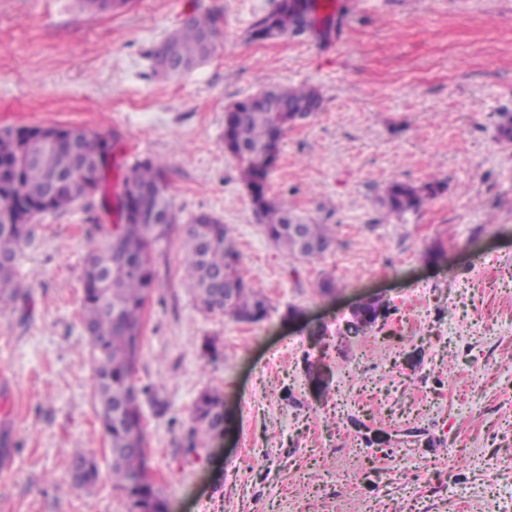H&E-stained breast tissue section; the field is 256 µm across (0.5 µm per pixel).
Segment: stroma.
Returning a JSON list of instances; mask_svg holds the SVG:
<instances>
[{
	"instance_id": "35a3bbf8",
	"label": "stroma",
	"mask_w": 512,
	"mask_h": 512,
	"mask_svg": "<svg viewBox=\"0 0 512 512\" xmlns=\"http://www.w3.org/2000/svg\"><path fill=\"white\" fill-rule=\"evenodd\" d=\"M272 2L135 0L102 15L0 0V129L82 126L109 136L112 168L161 161L180 220L220 216L271 304L257 323L204 312L181 232L154 256L135 379L156 396L143 411L169 512H512V141L498 132L512 113V0H338L342 39L248 40ZM195 8L217 21L214 54L154 76L150 51ZM264 84L323 97L285 132L268 184L333 227L310 263L267 239L224 148L225 107ZM393 180L446 189L386 220L377 197ZM115 223L95 198L31 225L29 298L0 311V512H128L109 479L84 492L69 470L76 448L109 464L81 299L93 227ZM374 294L384 329L341 335ZM291 305L299 317L286 318ZM207 337L217 359L201 353ZM311 362L328 370L326 394L311 390ZM207 388L231 436L189 454Z\"/></svg>"
}]
</instances>
